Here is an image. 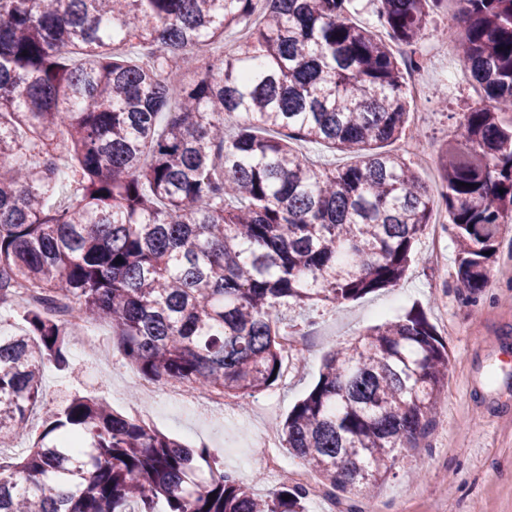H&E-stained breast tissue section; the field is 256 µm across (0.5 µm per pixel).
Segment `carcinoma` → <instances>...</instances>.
Listing matches in <instances>:
<instances>
[{
    "label": "carcinoma",
    "mask_w": 512,
    "mask_h": 512,
    "mask_svg": "<svg viewBox=\"0 0 512 512\" xmlns=\"http://www.w3.org/2000/svg\"><path fill=\"white\" fill-rule=\"evenodd\" d=\"M443 2L370 0L406 45ZM459 2L462 29L443 36L483 97L438 164L457 279L476 296L512 214V0ZM355 5L0 0V310L33 295L25 330L0 329V447L31 439L0 462V512H306L302 489L257 498L207 445L96 397L67 398L35 436L29 418L44 368L71 370L64 307L108 323L144 377L245 400L282 378L279 308L402 279L440 201L384 150L407 135V83ZM302 143L354 161L316 169ZM449 363L416 308L333 345L279 425L286 448L334 490L379 492L433 430Z\"/></svg>",
    "instance_id": "carcinoma-1"
}]
</instances>
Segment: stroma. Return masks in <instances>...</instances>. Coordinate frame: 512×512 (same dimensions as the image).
Segmentation results:
<instances>
[{"instance_id": "obj_1", "label": "stroma", "mask_w": 512, "mask_h": 512, "mask_svg": "<svg viewBox=\"0 0 512 512\" xmlns=\"http://www.w3.org/2000/svg\"><path fill=\"white\" fill-rule=\"evenodd\" d=\"M459 63L452 49L436 56L424 74L429 114L409 116L412 134L427 150L426 160L413 161L412 166L429 186L435 183L440 150L458 140L460 118L481 100L480 90L470 81L449 85L448 73ZM442 94L447 97L443 103L438 100ZM436 249L444 259L440 267L431 259ZM417 250L420 261L399 285L297 316L311 348L292 378L260 394L259 404L224 417L173 403L161 393L157 403L162 415L154 428L192 446L209 445L225 472L255 496H267L280 483L250 456L259 431H277L279 422L317 382L324 356L334 344L416 306L448 345V386L424 448L397 458L394 475L375 502L386 512H512V223L504 225L497 257L489 267L490 286L472 304L462 299L450 235L438 241L424 235ZM111 358L112 369H104L97 354L71 343L73 369L45 368L41 407L32 413V425L40 426L45 412L75 394L104 398L114 411L135 416L139 396L125 377L129 366L119 349H112ZM419 462L423 473L411 477Z\"/></svg>"}]
</instances>
